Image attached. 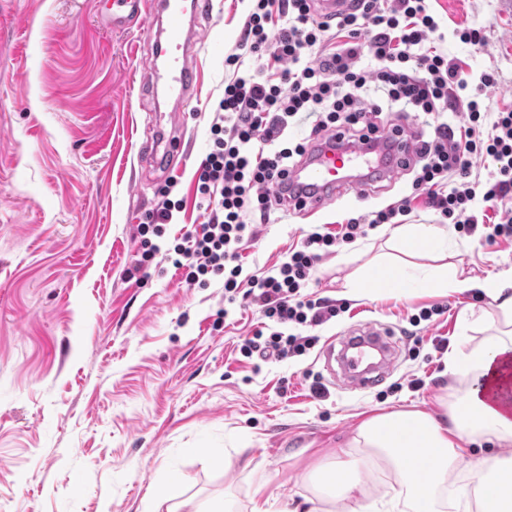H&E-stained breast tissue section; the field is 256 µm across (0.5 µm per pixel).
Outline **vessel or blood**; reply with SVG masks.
<instances>
[{
    "instance_id": "obj_1",
    "label": "vessel or blood",
    "mask_w": 512,
    "mask_h": 512,
    "mask_svg": "<svg viewBox=\"0 0 512 512\" xmlns=\"http://www.w3.org/2000/svg\"><path fill=\"white\" fill-rule=\"evenodd\" d=\"M212 11L211 0H160L159 9L147 7L146 0H112V27L127 28L131 22L148 21L155 38L163 39L155 63L145 71V80L161 87L163 93L188 103L198 83L197 71L186 62L191 41L184 34L186 21H198ZM375 160L366 164V183H377L394 175L400 162L414 150L411 137L401 134L374 145ZM358 152L329 140L311 152V158L287 180L289 205L317 211L333 200L337 189L356 183L351 172ZM397 346L393 334L363 325L348 336L329 339L322 354L337 361L353 377L352 388L369 391L385 379L382 363Z\"/></svg>"
}]
</instances>
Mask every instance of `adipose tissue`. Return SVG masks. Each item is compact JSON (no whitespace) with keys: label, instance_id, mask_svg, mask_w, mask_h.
<instances>
[{"label":"adipose tissue","instance_id":"ef3b65f1","mask_svg":"<svg viewBox=\"0 0 512 512\" xmlns=\"http://www.w3.org/2000/svg\"><path fill=\"white\" fill-rule=\"evenodd\" d=\"M484 293L503 317L501 328L464 354L451 355L465 387L446 407L444 420L419 410L365 418L352 444L363 454L354 462L317 466L316 478L338 484L334 512H512V293L497 281ZM487 444L485 454L470 453ZM392 472L400 489L371 496L362 468ZM466 472L468 482L458 485Z\"/></svg>","mask_w":512,"mask_h":512}]
</instances>
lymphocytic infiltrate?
Segmentation results:
<instances>
[{"label": "lymphocytic infiltrate", "instance_id": "obj_1", "mask_svg": "<svg viewBox=\"0 0 512 512\" xmlns=\"http://www.w3.org/2000/svg\"><path fill=\"white\" fill-rule=\"evenodd\" d=\"M359 7L336 21L313 13L311 0H257L244 22L238 53L228 65L241 66L242 54H267L280 62L277 77L237 76L224 87L210 132L212 145L197 170L196 195L207 219L177 237L173 264L185 282L206 287L223 277L224 297L256 305L274 331L245 338V357L277 360L305 355L317 343L311 328L335 318L340 305L304 294L315 263L367 230L391 223L409 210V198L348 219L340 232L314 227L299 248L271 273L244 275L239 246L254 237V223H268L279 185L309 146L328 133L367 141L378 135L377 119L396 108L418 112L424 127L413 135L414 195L466 233L479 219L472 203L496 207L512 192V110L486 120L477 98H463L469 83L447 56L429 47L438 25L427 0H359ZM345 35L333 52L324 45L332 33ZM374 98H367V89ZM465 104L469 124L455 135L445 115ZM302 120L301 138L287 139L292 121ZM488 159L485 179L471 176L473 158ZM177 204L162 199L151 221L139 225L136 270L160 254Z\"/></svg>", "mask_w": 512, "mask_h": 512}]
</instances>
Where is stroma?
Segmentation results:
<instances>
[{
  "mask_svg": "<svg viewBox=\"0 0 512 512\" xmlns=\"http://www.w3.org/2000/svg\"><path fill=\"white\" fill-rule=\"evenodd\" d=\"M428 5L444 35L437 50L470 80L496 73L484 111L512 110V0ZM252 8L213 0L192 57L200 83L176 111L143 81L154 52L146 28L104 25L112 0H0V512H186L222 498L233 512L269 498L272 512L310 498L326 507L310 467L339 448L360 458L350 441L368 415L442 416L457 377L434 338L470 347L500 321L480 285L512 282V241L449 228L447 251L410 262L429 279L455 266L471 289L418 285L408 296L372 291L401 247L394 225L368 231L320 261L306 287L349 305L314 328L321 341L370 320L399 340L387 378L360 394L328 377L316 348L283 361L244 357L239 346L261 314L225 304L223 279L188 287L161 255L134 273L137 226L163 189L183 202L164 248L205 220L194 174ZM468 26L481 29L482 43L460 41ZM159 112L172 116L164 161L141 154ZM413 178L402 170L379 191L337 193L312 217L287 211L258 225L240 245L245 273L273 269L313 226L334 232L409 194ZM436 304L444 315L412 323ZM316 380L325 397L312 395Z\"/></svg>",
  "mask_w": 512,
  "mask_h": 512,
  "instance_id": "35a3bbf8",
  "label": "stroma"
}]
</instances>
